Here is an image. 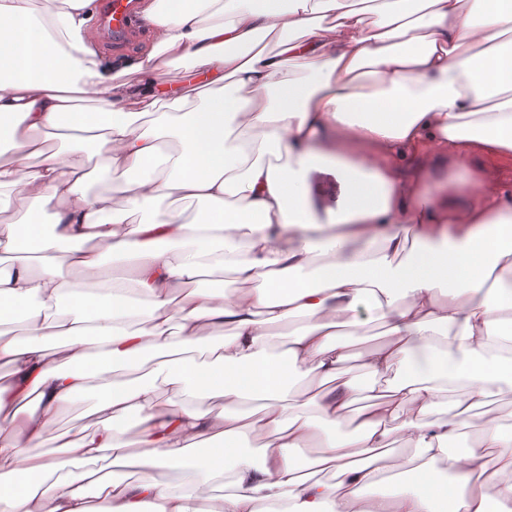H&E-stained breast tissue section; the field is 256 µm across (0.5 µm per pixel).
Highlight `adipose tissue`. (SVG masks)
I'll use <instances>...</instances> for the list:
<instances>
[{
	"instance_id": "adipose-tissue-1",
	"label": "adipose tissue",
	"mask_w": 512,
	"mask_h": 512,
	"mask_svg": "<svg viewBox=\"0 0 512 512\" xmlns=\"http://www.w3.org/2000/svg\"><path fill=\"white\" fill-rule=\"evenodd\" d=\"M92 8L0 0V141L17 155L0 162V212L49 206L54 227L0 222V512H196L216 482L209 512L511 500L499 479L512 432L479 411L512 399V208L484 171L482 196L459 203L434 154L512 159V0H141L151 44L118 75ZM173 59L204 82L199 101L159 91ZM82 93L93 117L74 109ZM63 128L67 148L47 154L42 135ZM93 170L127 174L123 198L90 196ZM316 172L336 183L323 223ZM110 255L126 278H103ZM211 267L240 288H193ZM370 319L386 338L363 350L373 380L360 386L340 377L343 332ZM292 320L278 351L271 330ZM118 364L130 381L113 380ZM312 376L319 388L298 390ZM90 393L101 427L42 454L61 410ZM466 428L473 446L450 455ZM305 448L318 451L308 474ZM408 472L414 488L365 496Z\"/></svg>"
}]
</instances>
